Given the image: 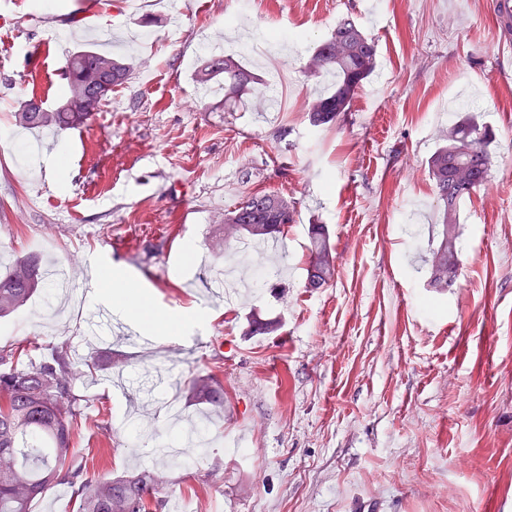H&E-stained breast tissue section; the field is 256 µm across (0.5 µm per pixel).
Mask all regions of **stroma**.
Instances as JSON below:
<instances>
[{
  "instance_id": "1",
  "label": "stroma",
  "mask_w": 512,
  "mask_h": 512,
  "mask_svg": "<svg viewBox=\"0 0 512 512\" xmlns=\"http://www.w3.org/2000/svg\"><path fill=\"white\" fill-rule=\"evenodd\" d=\"M0 0V267L35 252L67 265L120 267L146 291L133 331L158 313L204 307L227 255L215 230L254 192H279L296 215L283 265L231 291L200 328L111 343L119 319L33 300L0 321V347L37 338L96 355L77 395L89 424L75 451L89 474L160 464L175 439L155 382L171 355L174 405L199 373L224 384V418L192 463L168 466L165 497L185 512H512V36L493 0ZM351 16L378 43L379 67L343 121L313 127L308 106L332 90L307 76L313 47ZM289 32L300 41L286 40ZM57 34L42 58L34 44ZM270 52L242 54L256 36ZM129 60L134 74L85 125L59 132L56 165L16 125L30 98L61 100L72 52ZM241 55L277 103L202 94L205 56ZM488 127V189L463 201L460 269L443 292L424 257L437 221L426 160L449 127ZM327 225L337 275L306 287L309 224ZM274 320L272 334H251ZM213 481H205L209 470Z\"/></svg>"
}]
</instances>
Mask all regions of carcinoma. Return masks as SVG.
I'll return each mask as SVG.
<instances>
[{"label": "carcinoma", "mask_w": 512, "mask_h": 512, "mask_svg": "<svg viewBox=\"0 0 512 512\" xmlns=\"http://www.w3.org/2000/svg\"><path fill=\"white\" fill-rule=\"evenodd\" d=\"M103 59L112 60V85L131 79L132 70L123 59L83 48L68 57L65 70L72 82L93 70ZM378 50L364 28L346 16L312 51L309 73L336 75V89L311 102L309 122L313 127L332 125L350 110L363 83L375 72ZM224 77V102H234L255 83L256 76L232 54L208 57L197 74L205 85ZM31 98L14 114L17 125L39 130L63 131L87 121L88 112L47 109ZM492 136L485 127L462 123L448 131L447 142L427 160L440 218L437 241L429 249L426 265L429 285L437 290L451 287L458 275V239L461 203L488 180L487 146ZM295 206L283 203V195L260 192L246 195L224 213V232L256 242L274 240L294 223ZM310 248L306 287L321 288L335 276V263L326 225H309ZM47 288L40 271V258L27 253L12 260L0 273V319H9L28 306ZM36 341L0 349V512H33V505L55 486L73 489L76 512H163L160 497L163 479L154 471L139 469L122 475H90L74 459L72 435L84 427L88 416L74 394V382L96 367L93 361L74 360L62 344L48 358H39ZM191 398L203 411L224 414V385L209 373L192 380Z\"/></svg>", "instance_id": "cac0c4a2"}]
</instances>
